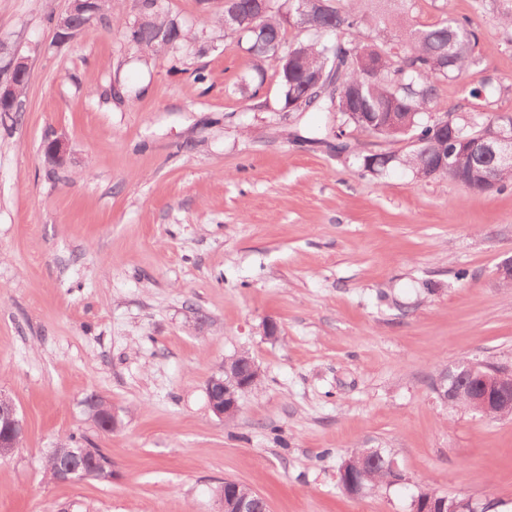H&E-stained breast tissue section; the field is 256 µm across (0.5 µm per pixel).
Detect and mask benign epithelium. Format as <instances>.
<instances>
[{
    "label": "benign epithelium",
    "instance_id": "7a95c632",
    "mask_svg": "<svg viewBox=\"0 0 512 512\" xmlns=\"http://www.w3.org/2000/svg\"><path fill=\"white\" fill-rule=\"evenodd\" d=\"M66 12L55 20L56 40L70 41L82 26L97 19L98 0H68ZM10 78L0 81V111L10 110L18 101L20 84L29 79L27 63L13 59L8 64ZM502 123L498 128L462 142L460 152L473 158H489V165L471 166L469 179L481 183L485 190L496 187L494 169L512 168V114L500 113ZM43 152L56 166L66 164L68 146L61 137L48 138L43 144ZM224 375L213 376L206 387L208 404L215 416L222 420L239 411V394L250 390L261 378V371L250 357H241L237 367L225 369ZM455 374L462 385V392L478 404L483 416H497L499 420L512 418V368L486 363L461 361L455 367ZM87 406L97 426L106 429L117 426V416H109L99 400L91 398ZM24 437V426L18 417L13 401L0 393V458H9L20 446ZM93 470L84 450L60 463L56 468L55 482L72 483ZM233 499L232 512H267L264 499L253 489L235 481H227Z\"/></svg>",
    "mask_w": 512,
    "mask_h": 512
}]
</instances>
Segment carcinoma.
Here are the masks:
<instances>
[{
	"instance_id": "1",
	"label": "carcinoma",
	"mask_w": 512,
	"mask_h": 512,
	"mask_svg": "<svg viewBox=\"0 0 512 512\" xmlns=\"http://www.w3.org/2000/svg\"><path fill=\"white\" fill-rule=\"evenodd\" d=\"M302 0H238L240 18L231 19L230 6L220 18L224 31L235 36L248 54L275 62L285 106L291 112H336L343 117L336 142L314 138L338 153L349 144L340 136L351 128L390 142H404L408 151L401 155L382 152L386 164L371 168L369 155L356 157L364 172L381 175L393 166H403L418 175L433 158L456 162L443 168L440 177L457 180L469 169L468 161L457 157V140L482 131L498 122L495 112L457 118L453 129L440 127L435 103L438 85L443 80H461L479 63L477 32L467 18L444 17L433 25L411 24L414 0H328L324 9L314 4L301 6ZM503 25L512 29V0H489ZM146 21L130 30L134 46L145 52L158 51L159 26L173 27L178 39L166 52L174 53L191 36L164 14L161 0H138ZM300 23L308 39L290 43L286 24ZM369 29L360 36V27ZM378 64V72L370 63ZM500 87L484 78L469 89L473 98L493 99ZM83 438L74 435L60 441L45 458V471L54 477L56 457L71 448L81 447ZM366 449L352 452L347 460V475L359 489L392 478L385 468L389 455L380 451L383 461L372 464L364 458ZM420 507L433 512L448 508V496L434 491L418 494Z\"/></svg>"
}]
</instances>
